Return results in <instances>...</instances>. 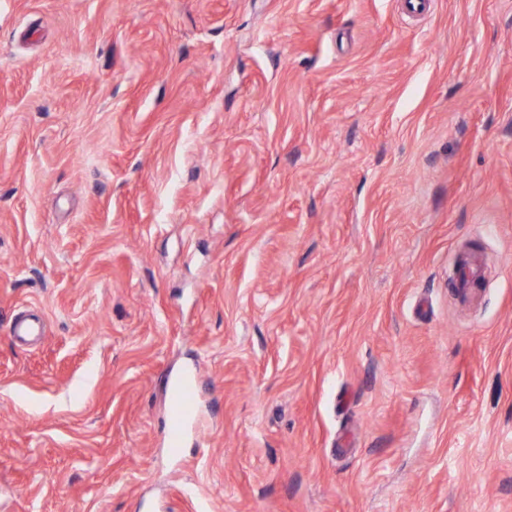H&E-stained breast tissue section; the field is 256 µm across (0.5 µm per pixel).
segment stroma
<instances>
[{
	"label": "stroma",
	"instance_id": "1",
	"mask_svg": "<svg viewBox=\"0 0 512 512\" xmlns=\"http://www.w3.org/2000/svg\"><path fill=\"white\" fill-rule=\"evenodd\" d=\"M0 512H512V0H0ZM42 333V320L37 315H26L18 318L11 329L13 338L20 342H28ZM171 423L175 438L184 435L187 427H198V366L178 375L170 385Z\"/></svg>",
	"mask_w": 512,
	"mask_h": 512
}]
</instances>
